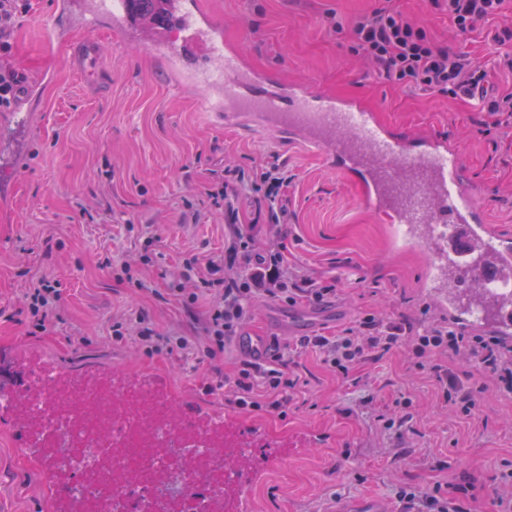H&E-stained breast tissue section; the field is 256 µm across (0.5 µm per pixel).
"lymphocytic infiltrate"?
Masks as SVG:
<instances>
[{"instance_id":"lymphocytic-infiltrate-1","label":"lymphocytic infiltrate","mask_w":512,"mask_h":512,"mask_svg":"<svg viewBox=\"0 0 512 512\" xmlns=\"http://www.w3.org/2000/svg\"><path fill=\"white\" fill-rule=\"evenodd\" d=\"M456 28L469 33L499 17L505 0H445ZM28 0H0V112L11 111L25 91L27 76L13 63L14 36ZM355 52L384 76L400 84L452 97L479 98L495 126L512 128V91L490 94L488 72L476 59L431 40L407 22L394 0L358 18L350 32ZM292 176L286 165L262 167L253 173L223 166L212 170L205 193L224 213L229 245L225 256L192 254L173 270L167 293L193 315L199 333L168 336L155 327L145 310L132 307L113 318L112 341L135 343L147 355L177 354L181 359L213 361L207 391H222L225 403L244 412L287 416L296 398L299 378L289 372L294 357L318 353L322 363L343 381L353 382L367 361L382 359L409 346L419 368H431L445 405L467 417L475 416L482 394L469 376L436 364L437 356L454 352L464 362L489 373L498 390L512 393V344L493 336H467L442 322L414 333L407 317L393 320L369 313L330 335L300 336L276 345L270 360L240 361L233 373L215 364L255 313L257 299L290 305L319 304L337 296L340 277H324L288 265L276 238L293 214L285 193ZM265 225L266 245H258L256 228ZM31 323L45 332L57 316L61 290L57 281L41 278L28 289ZM396 498L404 512H475L477 502L466 486L449 485L420 494L401 489Z\"/></svg>"}]
</instances>
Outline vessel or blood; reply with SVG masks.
I'll list each match as a JSON object with an SVG mask.
<instances>
[{
  "mask_svg": "<svg viewBox=\"0 0 512 512\" xmlns=\"http://www.w3.org/2000/svg\"><path fill=\"white\" fill-rule=\"evenodd\" d=\"M173 11L171 29L144 39L114 0H57L49 36L67 40L64 18L83 28L109 26L118 42L142 41L177 85L209 91L210 122L269 131L280 141L319 151L337 174L362 187L383 222L407 241L436 250L442 260L438 281L456 286L440 300L449 321L470 330H512V298L492 299L487 293L492 282L512 281V244L486 224L472 188L461 178L453 140L387 127L362 99L316 94L302 81L249 69L239 50L225 42L222 25L178 5ZM70 60L84 72L99 69L89 41L73 43ZM237 346L248 358L265 361L273 340L246 334Z\"/></svg>",
  "mask_w": 512,
  "mask_h": 512,
  "instance_id": "obj_1",
  "label": "vessel or blood"
}]
</instances>
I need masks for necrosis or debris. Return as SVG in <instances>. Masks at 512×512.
<instances>
[{"mask_svg": "<svg viewBox=\"0 0 512 512\" xmlns=\"http://www.w3.org/2000/svg\"><path fill=\"white\" fill-rule=\"evenodd\" d=\"M1 404L34 436L62 512H229L226 468L246 435L181 413L171 391L62 373Z\"/></svg>", "mask_w": 512, "mask_h": 512, "instance_id": "obj_1", "label": "necrosis or debris"}]
</instances>
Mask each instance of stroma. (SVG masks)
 <instances>
[{"label": "stroma", "mask_w": 512, "mask_h": 512, "mask_svg": "<svg viewBox=\"0 0 512 512\" xmlns=\"http://www.w3.org/2000/svg\"><path fill=\"white\" fill-rule=\"evenodd\" d=\"M248 63L283 79H300L312 92L367 100L387 124L413 133L433 131L455 141L461 176L476 192L487 224L512 239V136L491 124L475 101L387 80L367 69L346 31L378 0H203ZM52 0H29L19 20L15 54L28 77L49 70L39 105L0 112V367L7 378L25 370L6 362L12 351H35L76 374L113 368L147 374L173 386L177 400L223 405L204 389L207 365L182 372L174 356H145L135 344L112 345L110 325L128 307L149 311L165 333L191 334L194 323L172 298L162 299L169 274L186 254L223 253L224 215L203 187L214 165L251 170L287 164L295 215L285 240L289 264L341 276L345 288L325 305L258 303L248 332L284 343L295 325L311 321L320 334L361 315H407L414 327L447 320L432 287L436 269L424 244L410 243L380 223L357 186L299 143L275 145L270 135L209 124L206 100L174 87L145 47L114 44L106 31L75 28L97 42L100 86L76 73L67 49L47 56ZM403 16L437 42L482 57L499 90L512 88V39L497 43L502 19L459 34L444 6L433 0H396ZM343 33H336L334 23ZM201 211L196 224L180 221L185 202ZM149 221L159 255L143 266L145 289L116 282L105 258L137 263L142 237L127 222ZM48 277L63 288L59 316L47 332L28 333L24 293ZM300 393L286 417L233 410L240 428H259L272 440L256 449L265 466L248 490L252 512H325L333 502L368 497L395 501L398 487L427 491L468 486L483 512H498L500 484L512 481V393L496 389L478 368L482 386L475 418L456 415L441 399L430 370L400 348L344 384L318 354L298 359ZM407 397L415 414L409 441L383 429L396 401ZM36 464L22 455L15 432L0 425V512H47Z\"/></svg>", "instance_id": "stroma-1"}]
</instances>
